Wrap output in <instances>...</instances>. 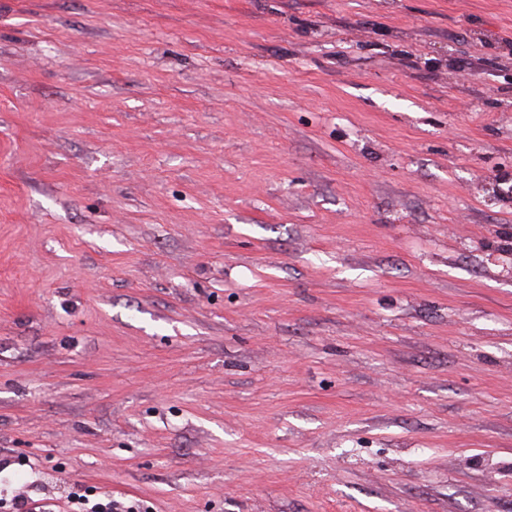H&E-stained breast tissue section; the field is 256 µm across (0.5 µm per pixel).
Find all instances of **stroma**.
Wrapping results in <instances>:
<instances>
[{
    "mask_svg": "<svg viewBox=\"0 0 512 512\" xmlns=\"http://www.w3.org/2000/svg\"><path fill=\"white\" fill-rule=\"evenodd\" d=\"M512 512V0H0V498Z\"/></svg>",
    "mask_w": 512,
    "mask_h": 512,
    "instance_id": "1",
    "label": "stroma"
}]
</instances>
